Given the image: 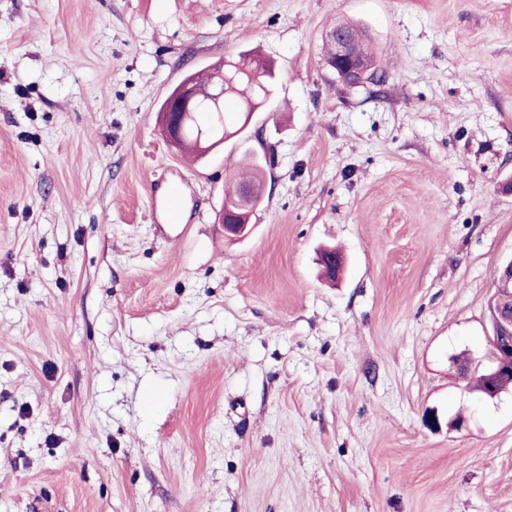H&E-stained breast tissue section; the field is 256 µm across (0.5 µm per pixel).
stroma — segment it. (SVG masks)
Masks as SVG:
<instances>
[{
  "label": "stroma",
  "instance_id": "35a3bbf8",
  "mask_svg": "<svg viewBox=\"0 0 512 512\" xmlns=\"http://www.w3.org/2000/svg\"><path fill=\"white\" fill-rule=\"evenodd\" d=\"M252 49L273 100L182 156L162 102ZM510 260L512 0H0V512H512V390L467 388ZM328 45V64L335 62L336 67L331 66L337 76L347 85L360 86L367 83L378 84L383 82L382 74L360 57L348 36L336 39V51L331 42ZM248 173H242L236 178V181L248 185H238L233 188L235 193H229L230 201L224 205L219 214V221L224 224V236L228 239H241L250 233L252 224L250 218L256 205L261 198L260 182L257 178V171L260 165L252 160ZM253 192V194H252Z\"/></svg>",
  "mask_w": 512,
  "mask_h": 512
}]
</instances>
